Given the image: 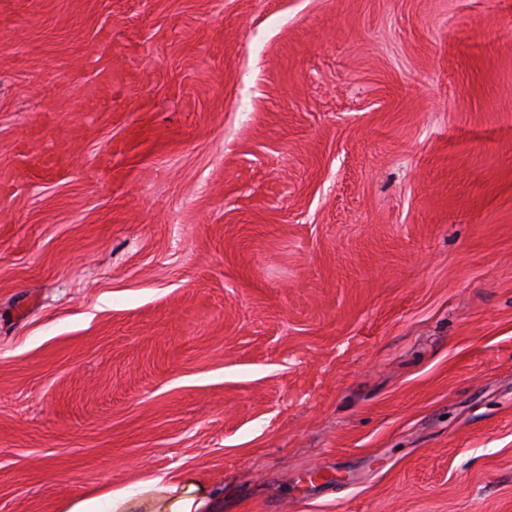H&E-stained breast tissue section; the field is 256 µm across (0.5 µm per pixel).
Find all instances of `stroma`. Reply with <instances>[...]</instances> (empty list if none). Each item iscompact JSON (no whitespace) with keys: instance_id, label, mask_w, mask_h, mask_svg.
Listing matches in <instances>:
<instances>
[{"instance_id":"35a3bbf8","label":"stroma","mask_w":512,"mask_h":512,"mask_svg":"<svg viewBox=\"0 0 512 512\" xmlns=\"http://www.w3.org/2000/svg\"><path fill=\"white\" fill-rule=\"evenodd\" d=\"M158 477L512 512V0H0V512Z\"/></svg>"}]
</instances>
